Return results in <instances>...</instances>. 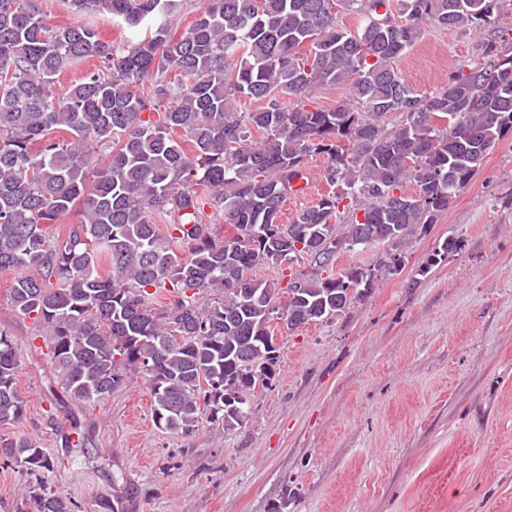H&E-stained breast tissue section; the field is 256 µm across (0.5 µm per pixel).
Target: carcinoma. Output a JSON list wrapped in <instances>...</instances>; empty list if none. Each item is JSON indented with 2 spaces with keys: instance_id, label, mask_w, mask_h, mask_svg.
<instances>
[{
  "instance_id": "obj_1",
  "label": "carcinoma",
  "mask_w": 512,
  "mask_h": 512,
  "mask_svg": "<svg viewBox=\"0 0 512 512\" xmlns=\"http://www.w3.org/2000/svg\"><path fill=\"white\" fill-rule=\"evenodd\" d=\"M70 2L135 38L117 49L91 24L50 25L39 0H0V271L17 273L14 310L46 337L72 400L100 404L139 376L170 433L194 434L205 415L241 425L276 374L271 323L328 321L366 298L388 277L381 260L405 267L412 240L512 134V36L491 32L507 0H203L179 36L178 0ZM343 10L356 27L338 26ZM427 25L489 33L477 61L430 92L395 66ZM88 59L95 68L55 90ZM338 84L349 99L332 108L311 95ZM391 113L401 121L389 129ZM315 154L331 190L283 224ZM221 224L238 235L224 239ZM359 239L375 262L333 271L336 242ZM459 250L438 241L420 274ZM305 258L328 273H289L277 308V283L254 269ZM160 289L172 307L151 306ZM21 366L0 330L1 426L25 417ZM0 449L6 467L50 466L33 438L1 435ZM15 512L78 506L30 490Z\"/></svg>"
}]
</instances>
